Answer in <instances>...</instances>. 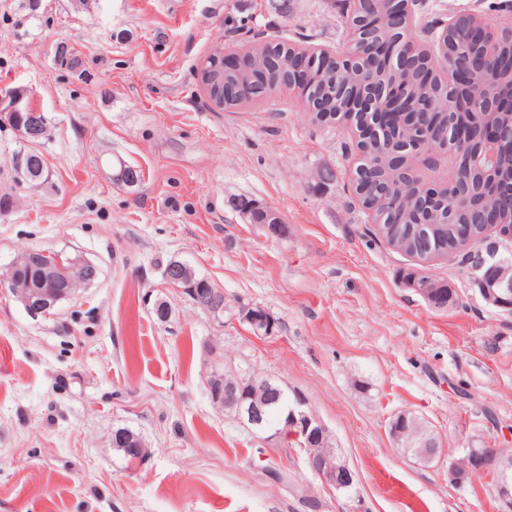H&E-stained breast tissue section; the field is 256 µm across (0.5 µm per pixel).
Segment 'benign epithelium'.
<instances>
[{"mask_svg": "<svg viewBox=\"0 0 512 512\" xmlns=\"http://www.w3.org/2000/svg\"><path fill=\"white\" fill-rule=\"evenodd\" d=\"M465 24L469 40L481 41L488 47L502 36H512V27H493L474 15H460L453 18L448 26ZM420 51L415 40L404 43L380 40L372 44H363L353 39L350 49L342 54H326L327 62L336 67L343 80L336 85V113L327 114L325 118L332 121H349L356 112L363 114V123L358 131V138L373 144L382 133L392 134V146L380 152L370 167L358 165V179L363 184L364 192L376 199L372 213L376 218H388L390 224H401L408 212L418 215L421 224H455L461 227L459 233H465V227L479 218L483 221L494 213L497 203L492 187L484 189V204L470 203L465 190L456 182L446 184L448 199L452 205L448 209L433 208L438 199V188L431 185H416L408 192L397 197L373 179V170L397 163L401 154L423 155L438 148L456 150L458 139L463 137V130L452 127L458 116L467 112H486L493 116L512 110V87L497 95L490 92L484 96H454L450 98L448 108V125L436 127L431 98L426 87L409 83L403 84L402 90H391L374 86L364 90L362 83L355 79L359 70H373L381 57L387 62L407 70L413 67L414 58ZM212 58L223 62L224 71L253 72L259 69L260 60L253 55L226 53L219 48ZM288 73L293 75L289 88L298 91L302 100H308L316 77L313 64L294 55L286 59ZM448 69L453 71L457 80L467 81L473 70V60L468 52V45H462L451 60ZM30 113L36 117L40 109L21 90L13 88L0 91V120L7 121L19 128L24 139L34 143L39 138L36 123H20V115ZM480 159V165L512 168V122H488L487 138L483 139L481 151L467 156V162ZM36 273L34 276H22L16 273L18 265L13 263L5 275L0 277V286L7 288L23 304L27 312L34 316L47 314L55 309L62 300L76 293L74 288L58 287L65 277L80 266L79 259L63 251L40 250L37 252ZM497 274L491 278L480 277V292L493 306L512 309V260L505 259L496 265ZM211 399L218 405L244 406L245 422L254 428H261L266 422L265 411L256 405H243V399L232 388L217 386L211 391ZM306 400L299 394L285 405V417L288 420L290 436L300 442L302 449L308 452L306 463L309 469L328 487L334 490H348L355 484V473L341 460L330 464L316 453L313 443L323 440L326 429L316 417L305 409ZM461 470L470 476L488 474L492 478L498 512H512V455L497 448H470L460 458L448 465V471Z\"/></svg>", "mask_w": 512, "mask_h": 512, "instance_id": "7a95c632", "label": "benign epithelium"}]
</instances>
